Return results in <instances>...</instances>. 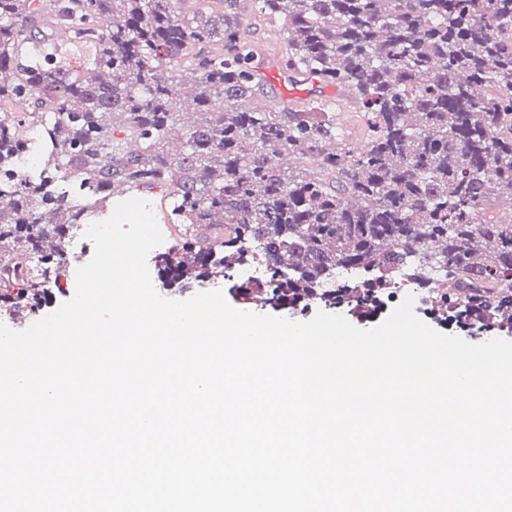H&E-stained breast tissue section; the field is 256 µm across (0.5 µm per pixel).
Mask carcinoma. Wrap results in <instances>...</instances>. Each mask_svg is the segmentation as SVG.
<instances>
[{"instance_id": "obj_1", "label": "carcinoma", "mask_w": 512, "mask_h": 512, "mask_svg": "<svg viewBox=\"0 0 512 512\" xmlns=\"http://www.w3.org/2000/svg\"><path fill=\"white\" fill-rule=\"evenodd\" d=\"M281 22L298 78L341 99L264 97L248 19ZM96 48L57 65L53 38ZM0 312L39 314L69 264L67 229L109 213L115 188L170 200L182 228L155 265L170 286L249 265L247 304L317 289L373 311L403 273L464 326L512 329V0H0ZM45 165L20 173L24 159ZM288 153L297 166L271 157Z\"/></svg>"}]
</instances>
